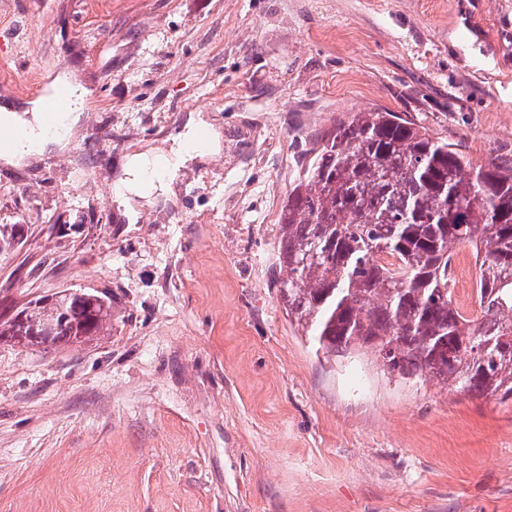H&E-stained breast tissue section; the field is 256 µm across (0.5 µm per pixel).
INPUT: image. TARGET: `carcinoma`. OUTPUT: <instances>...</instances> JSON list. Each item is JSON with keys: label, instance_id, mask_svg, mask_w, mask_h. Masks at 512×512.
Returning a JSON list of instances; mask_svg holds the SVG:
<instances>
[{"label": "carcinoma", "instance_id": "obj_1", "mask_svg": "<svg viewBox=\"0 0 512 512\" xmlns=\"http://www.w3.org/2000/svg\"><path fill=\"white\" fill-rule=\"evenodd\" d=\"M477 255L478 307L448 290V257ZM384 254L395 259L379 264ZM281 299L325 359L369 351L383 374L512 400V159L473 166L458 143L398 112H355L325 135L279 216ZM44 297L0 320V341L100 335L112 301Z\"/></svg>", "mask_w": 512, "mask_h": 512}]
</instances>
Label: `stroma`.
Listing matches in <instances>:
<instances>
[{
	"mask_svg": "<svg viewBox=\"0 0 512 512\" xmlns=\"http://www.w3.org/2000/svg\"><path fill=\"white\" fill-rule=\"evenodd\" d=\"M67 76L65 146L0 158V312L70 290L101 336L0 341V512H512V403L317 358L271 284L316 141L380 107L512 156V0H0V106ZM219 148L130 213L128 155ZM195 128H187L186 132L179 137L176 149L172 150L169 154L170 168L169 174H171L181 163L194 157H201L207 152L213 150L218 145V141L215 135L211 136L209 143L204 150L203 148L192 147V142L195 136Z\"/></svg>",
	"mask_w": 512,
	"mask_h": 512,
	"instance_id": "obj_1",
	"label": "stroma"
}]
</instances>
